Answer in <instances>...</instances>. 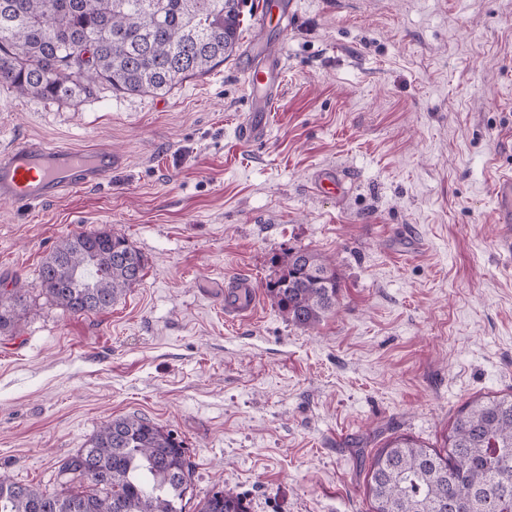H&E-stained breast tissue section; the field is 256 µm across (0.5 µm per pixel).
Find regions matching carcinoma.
<instances>
[{
	"mask_svg": "<svg viewBox=\"0 0 512 512\" xmlns=\"http://www.w3.org/2000/svg\"><path fill=\"white\" fill-rule=\"evenodd\" d=\"M0 0V84L22 95L68 99L100 86L139 95L168 92L224 64L239 45L236 0ZM66 45H84L82 77ZM268 292L287 320L314 327L336 311V265L298 249L278 261ZM143 255L107 230L75 233L43 260L40 286L73 315L104 313L143 276ZM27 310L20 288L0 291V331ZM444 452L408 436L371 459L370 512H512V392L464 403ZM63 491L0 478V512H185L191 468L181 442L151 419L128 415L101 426L57 467ZM93 492L81 491L84 483ZM198 512H248L217 490Z\"/></svg>",
	"mask_w": 512,
	"mask_h": 512,
	"instance_id": "cac0c4a2",
	"label": "carcinoma"
}]
</instances>
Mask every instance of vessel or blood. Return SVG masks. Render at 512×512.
I'll use <instances>...</instances> for the list:
<instances>
[{"label":"vessel or blood","instance_id":"1","mask_svg":"<svg viewBox=\"0 0 512 512\" xmlns=\"http://www.w3.org/2000/svg\"><path fill=\"white\" fill-rule=\"evenodd\" d=\"M283 66L273 62L250 70L248 84L255 107L240 134L255 142L265 133L280 95ZM121 163L111 149H61L45 142H28L0 153V201L30 205L48 201L75 185H95ZM495 221L512 223V171L500 172L493 185ZM257 308V292L250 279L224 283V313L246 321Z\"/></svg>","mask_w":512,"mask_h":512}]
</instances>
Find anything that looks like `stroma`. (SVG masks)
<instances>
[{
    "label": "stroma",
    "mask_w": 512,
    "mask_h": 512,
    "mask_svg": "<svg viewBox=\"0 0 512 512\" xmlns=\"http://www.w3.org/2000/svg\"><path fill=\"white\" fill-rule=\"evenodd\" d=\"M243 0L235 56L165 94L71 100L0 85V150L111 148L103 181L0 202V290L30 309L0 333V474L56 489L58 461L116 417L171 430L192 500L248 512H367V466L391 437L434 448L470 398L512 391V251L491 185L512 168V0H294L261 23ZM279 56L265 138L239 126L246 71ZM335 170L342 188L309 185ZM105 229L146 259L102 314L43 293L44 258ZM308 249L342 277L335 314L299 327L266 285ZM260 307L224 316L226 278ZM243 499L224 489L212 492L200 504L198 512H248Z\"/></svg>",
    "instance_id": "stroma-1"
}]
</instances>
